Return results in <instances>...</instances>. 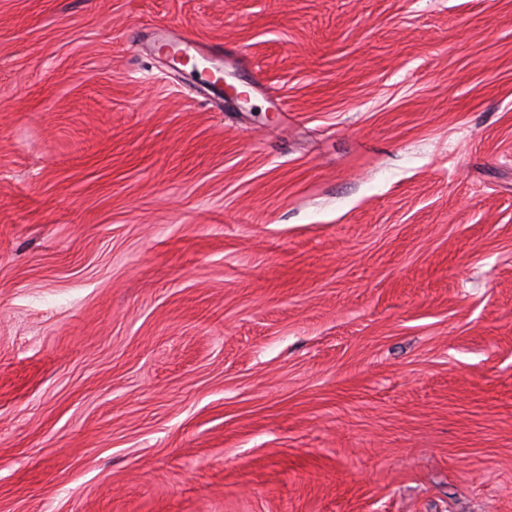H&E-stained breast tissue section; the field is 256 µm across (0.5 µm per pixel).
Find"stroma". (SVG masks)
<instances>
[{"mask_svg":"<svg viewBox=\"0 0 512 512\" xmlns=\"http://www.w3.org/2000/svg\"><path fill=\"white\" fill-rule=\"evenodd\" d=\"M0 512H512V0H0Z\"/></svg>","mask_w":512,"mask_h":512,"instance_id":"stroma-1","label":"stroma"}]
</instances>
